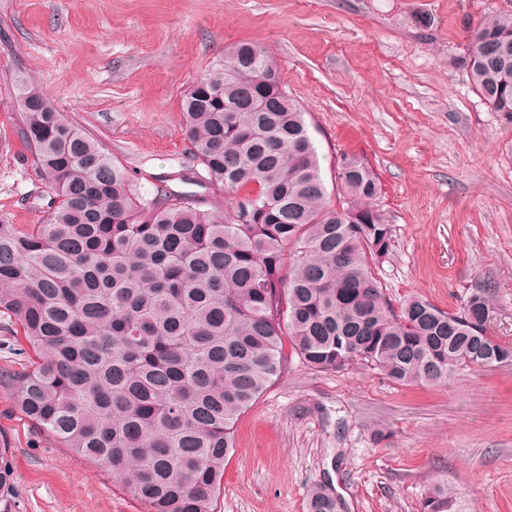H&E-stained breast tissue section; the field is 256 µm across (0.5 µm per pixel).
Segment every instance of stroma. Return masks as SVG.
<instances>
[{"mask_svg":"<svg viewBox=\"0 0 512 512\" xmlns=\"http://www.w3.org/2000/svg\"><path fill=\"white\" fill-rule=\"evenodd\" d=\"M512 0H0V222L43 223L36 158L19 135L16 80L127 169L141 194L188 191L184 90L240 41L261 45L314 137L334 187L343 155L380 181L392 229L376 268L392 304L456 311L489 289L490 336L512 344V124L457 59L467 30ZM28 366L0 316V452L7 512H142L111 477L16 408ZM215 512H307L322 483L338 512H420L434 485L460 512H512V362L440 385L350 365L287 374L240 419Z\"/></svg>","mask_w":512,"mask_h":512,"instance_id":"35a3bbf8","label":"stroma"}]
</instances>
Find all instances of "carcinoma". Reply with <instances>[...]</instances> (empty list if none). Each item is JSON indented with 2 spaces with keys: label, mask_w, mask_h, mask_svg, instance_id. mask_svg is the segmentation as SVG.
<instances>
[{
  "label": "carcinoma",
  "mask_w": 512,
  "mask_h": 512,
  "mask_svg": "<svg viewBox=\"0 0 512 512\" xmlns=\"http://www.w3.org/2000/svg\"><path fill=\"white\" fill-rule=\"evenodd\" d=\"M458 63L512 124V12L484 15ZM264 48L242 42L190 85L182 124L197 171L179 180L224 191L228 210L165 181L134 192L126 169L18 80L21 136L45 185L46 221L0 223V313L34 353L17 410L90 460L147 512H214L237 422L288 370L351 363L397 383L435 385L490 350L491 298L457 312L413 296L396 309L375 269L391 247L372 201L379 179L341 158L328 196L313 139ZM12 485L0 456V501ZM307 512H337L328 489ZM421 512H455L437 486Z\"/></svg>",
  "instance_id": "obj_1"
}]
</instances>
